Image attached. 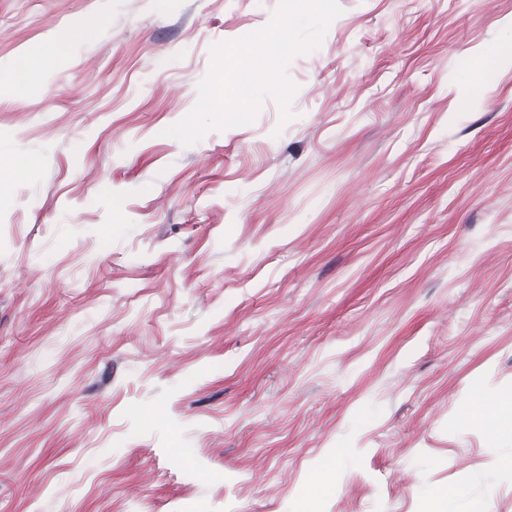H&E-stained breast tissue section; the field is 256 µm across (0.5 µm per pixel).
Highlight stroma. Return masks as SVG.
Listing matches in <instances>:
<instances>
[{
  "instance_id": "obj_1",
  "label": "stroma",
  "mask_w": 512,
  "mask_h": 512,
  "mask_svg": "<svg viewBox=\"0 0 512 512\" xmlns=\"http://www.w3.org/2000/svg\"><path fill=\"white\" fill-rule=\"evenodd\" d=\"M339 5L185 147L278 0H0V512H512V0ZM477 408L483 413L486 420V428L489 432L490 436H494L499 422L504 418L511 419L512 416V406H511V397L508 400L500 399V400H489L486 398H479L476 402ZM492 409L494 414L492 417H486V412Z\"/></svg>"
}]
</instances>
